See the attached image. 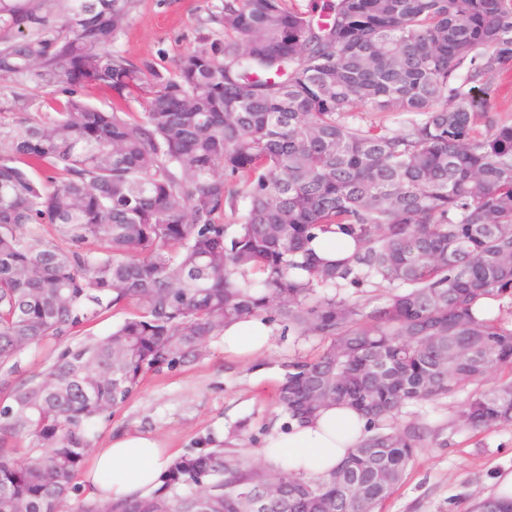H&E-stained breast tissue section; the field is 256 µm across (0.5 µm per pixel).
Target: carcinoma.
I'll return each mask as SVG.
<instances>
[{
    "label": "carcinoma",
    "mask_w": 512,
    "mask_h": 512,
    "mask_svg": "<svg viewBox=\"0 0 512 512\" xmlns=\"http://www.w3.org/2000/svg\"><path fill=\"white\" fill-rule=\"evenodd\" d=\"M132 0H0V79L59 97L0 113V512H64L93 424L147 371L190 365L255 316L325 342L291 366L278 405L305 421L345 403L367 434L307 480L222 448L177 460L159 489L101 512H375L425 434L410 403L475 390L458 415L512 424V123L490 115L512 64V0H224V41L171 69L113 43ZM99 86L144 111L104 112ZM398 112V129L356 123ZM239 224L224 223L238 199ZM356 244L342 261L309 243ZM383 288L380 302L341 293ZM107 336L65 345L17 380L32 345L106 312ZM30 440V448L19 439Z\"/></svg>",
    "instance_id": "1"
}]
</instances>
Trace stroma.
I'll use <instances>...</instances> for the list:
<instances>
[{
	"mask_svg": "<svg viewBox=\"0 0 512 512\" xmlns=\"http://www.w3.org/2000/svg\"><path fill=\"white\" fill-rule=\"evenodd\" d=\"M223 2L135 0L114 47L134 63L173 68L200 38L223 40ZM272 329L269 349L252 359L225 355L219 337L207 341L190 365L145 373L133 395L96 423V447H105L115 434L142 431L181 456L220 446L257 455L287 421L276 393L289 363L320 349L317 337L293 335L277 321ZM468 396L463 390L405 408L400 423L414 422L433 433L377 512H478L499 476L512 472V425L479 434L466 430L457 414Z\"/></svg>",
	"mask_w": 512,
	"mask_h": 512,
	"instance_id": "1",
	"label": "stroma"
}]
</instances>
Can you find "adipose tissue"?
I'll return each instance as SVG.
<instances>
[{
    "label": "adipose tissue",
    "mask_w": 512,
    "mask_h": 512,
    "mask_svg": "<svg viewBox=\"0 0 512 512\" xmlns=\"http://www.w3.org/2000/svg\"><path fill=\"white\" fill-rule=\"evenodd\" d=\"M273 330L267 320L252 317L234 322L223 332L224 352L251 356L270 344ZM367 422L354 408L333 404L321 408L306 422H289L265 446L266 460L299 476L323 475L335 470L364 436ZM175 457L151 434L115 435L108 447L97 449L80 479L86 500L106 505L157 490Z\"/></svg>",
    "instance_id": "obj_1"
}]
</instances>
